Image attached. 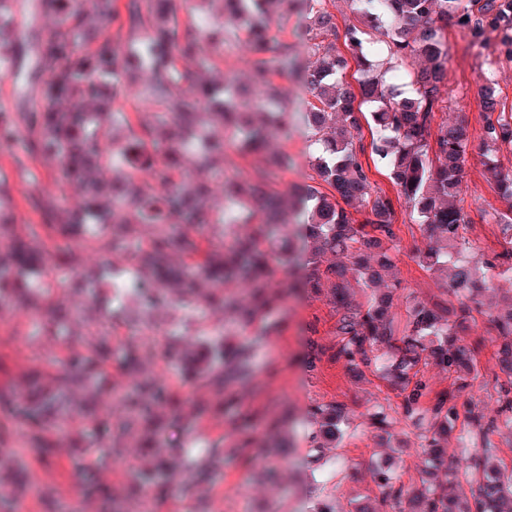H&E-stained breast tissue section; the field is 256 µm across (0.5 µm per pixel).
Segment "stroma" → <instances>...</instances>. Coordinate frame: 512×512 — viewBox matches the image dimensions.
Returning <instances> with one entry per match:
<instances>
[{
    "mask_svg": "<svg viewBox=\"0 0 512 512\" xmlns=\"http://www.w3.org/2000/svg\"><path fill=\"white\" fill-rule=\"evenodd\" d=\"M24 6L18 15L24 27L23 38L11 52L15 65L7 73H0V95L9 96L15 112H28L41 104L27 76L39 62L38 42L54 22L52 0H24ZM444 40L448 47V116L465 120L471 133L463 192L464 209L471 219L467 236L476 241L477 247L467 251L465 257L477 266L484 253L503 249L505 242L492 215L506 208L488 183L482 165L483 117L478 109L479 90L484 78L493 76L504 101L511 107L512 61L471 47L467 37L453 25L445 31ZM252 59L243 40H232L211 77L218 83L245 82ZM276 84L295 114L287 133L276 140L277 148L288 155V171L279 184L280 192L284 193L294 184L307 181L312 170L307 128L301 116L302 84L293 75L277 79ZM0 171L8 176L10 186L27 182L29 173L34 172L40 185L59 184L57 196L68 205H78L82 200L75 184L64 180L60 172L41 170L23 145L0 152ZM395 232L390 255L400 282L394 303L395 321L401 325L415 301L446 304L450 298L443 289L442 279L419 263L418 253L427 251L430 241L410 210L398 208ZM63 302L74 314L70 325L73 335L83 337L108 325L113 326L118 338L131 334L128 324L112 319L113 313L120 310L135 315L130 295L112 299L110 288L104 284L96 296H67ZM149 317L163 331L181 334L192 352L199 350L202 332L228 329L235 324L231 315L221 312L211 313L202 323L176 305L158 306ZM335 321V311L326 296L288 293L260 328L242 332V339L254 345V379L236 387V399L223 413L212 412L214 397L209 389H192L184 418L173 420L154 454L139 451L127 462L116 459L98 463L96 456L86 449V424L79 415L70 421L62 438L68 450L64 456L54 455L46 460L34 457L24 448L21 433L16 432L0 439V477L10 482L17 471L25 472L27 489L21 492L20 498L26 502L27 512H44L45 498L40 495L39 487L46 482L54 485L62 512H98V504L86 500L81 493V478L71 466L73 459H86L97 478L115 488L126 486L135 469L154 464L156 457L165 455L167 449L183 448L187 451L186 458L175 462L178 486L167 495L154 498L151 512H192L198 505H211L218 496L224 499V512H315L321 503L329 504L335 512H354L359 503L379 497L375 474L383 464L396 484L406 491H416L421 488L429 467L421 431L403 421L386 433L370 426L368 412L375 403L394 406L400 399L380 379L379 367L365 369L363 378L358 380L343 362L334 358L331 348ZM463 340L478 351L480 377L461 392L460 398L477 405L485 418H494V390L484 385L483 380L494 369V352L500 338L490 329L485 317L478 314L470 322ZM312 342L323 346L325 353L311 370L303 357ZM18 344L27 346L32 367L40 369L44 368L46 359L57 357L61 350L60 343L52 338L31 336L27 312L2 303L0 361L5 368L0 371V383L22 378L24 369L14 358V347ZM316 401L338 402L345 411L344 438L318 466L310 462L312 428L304 417L307 407ZM272 428L290 439L295 455L277 466L273 480L262 482L258 476L267 470L268 460L260 445ZM219 438L224 441L227 455L224 479L218 484L198 481L191 461L199 456L202 448Z\"/></svg>",
    "mask_w": 512,
    "mask_h": 512,
    "instance_id": "35a3bbf8",
    "label": "stroma"
}]
</instances>
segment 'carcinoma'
Wrapping results in <instances>:
<instances>
[{"mask_svg": "<svg viewBox=\"0 0 512 512\" xmlns=\"http://www.w3.org/2000/svg\"><path fill=\"white\" fill-rule=\"evenodd\" d=\"M296 1L306 13V48L315 58L302 75L309 99L305 123L320 148L311 158L312 183L298 186L289 196L274 188L288 171V160L271 149V139L288 131L291 114L280 102L266 112L268 122L257 124L249 112L245 90L224 87L217 99L215 85L204 73L213 68L229 40L243 32L253 53V78L268 84L288 74L297 53L296 43L282 31L272 32L270 20ZM16 0H0V68L8 69V54L21 36L15 20ZM59 17L42 39L40 70L33 74L43 107L24 112L10 123H0V152L10 150L18 125L27 129L29 153L44 170L61 169L84 190L83 204L72 208L46 192L31 193L28 204L42 224L18 230L11 204L8 176L0 173V298L38 315L37 333L61 342L67 355L60 367L37 371L31 385L19 388L0 384V435L13 427L25 431L26 444L41 457L54 452L51 438L68 422L73 410L71 392L84 389L94 395L109 383L112 358L128 374L133 387L123 401L124 417L109 430L98 455L105 460L120 455L133 438L141 448H154L163 434L155 410L167 408L177 416L184 400L155 376L142 373L156 349L139 339H117L98 330L75 341L67 328L72 319L57 300L61 290L92 294L104 273L89 274L73 265L72 248L110 255L120 245L132 248L133 265L124 279L136 296L142 316L161 300L159 284L167 282L189 300V308L206 313L235 303L226 287L241 283L251 291L249 304L240 311L238 325L253 328L281 300L276 271L297 264L302 278L288 290L309 289L329 298L336 312L334 357L355 374L379 360V346L387 348L382 374L402 397L397 408L377 404L370 414L374 428L385 431L398 419L421 427L434 464L447 462L439 451L460 413L473 426L465 441L469 454L462 478L470 495L457 502L441 484L424 483L409 496L384 471L377 474V504H362L356 512H512V476L487 471L496 444L492 436L503 426L512 430V308L489 313L488 320L501 338L496 351L493 389L497 418L484 420L476 407L461 409L455 391L431 397L424 368L432 363L453 376L464 389L477 379L475 350L458 337L456 320L467 321L482 312L481 297L493 278L512 274V248L485 255V272L477 274L461 258L470 244V219L457 204L463 192L467 164L468 130L461 122L434 124L435 114L447 109L448 52L443 31L448 20L483 46L495 35V51L512 60V0H358L360 20L345 25L344 44L351 58L336 51L333 15L327 0H224V18L205 31L203 49L192 39L179 40V21L167 0H94L98 20L124 32L121 46L100 37L93 22L70 0H55ZM361 77L347 81L348 60ZM420 59L406 74L414 94L405 97L391 82L396 66ZM136 69L148 78L137 93L157 104L162 112L130 132L122 147L109 151L106 144L116 124L112 102L125 88L123 78ZM483 114L484 165L500 197L512 209V174L503 172L494 153L512 145V111H505L498 83L487 77L480 87ZM373 111L366 114L362 106ZM370 116L371 140L365 142L362 118ZM231 131L239 147L263 157L252 175L224 181V214L209 208L206 179L224 171L228 143L221 133ZM382 164L396 186L391 197L372 190L371 166ZM148 167L154 178L171 190L163 195L147 191L139 181L138 166ZM114 170L105 185L102 172ZM404 202L416 212L419 227L429 238L445 243L419 255L426 268L447 267L446 286L457 305L416 302L408 312L401 334H396L392 291L358 303L350 292V279L370 288L393 267L396 208ZM361 209L356 223L347 208ZM306 214L299 237L308 250L280 244L281 225L288 212ZM247 227L224 244L230 224ZM152 228L150 236L140 227ZM336 257L325 262L322 255ZM203 349L209 356L181 352L168 342L166 355L185 387L207 386L219 406L233 387L250 380V347L231 342V334L210 333ZM88 435L112 424V413L99 412L85 402ZM318 430L312 436V462H320L342 435L343 407L336 402L309 408ZM224 459V446L216 443L197 461L198 473L211 480L215 464ZM169 460L159 458L149 470L137 469L132 492L167 485L173 472Z\"/></svg>", "mask_w": 512, "mask_h": 512, "instance_id": "cac0c4a2", "label": "carcinoma"}]
</instances>
